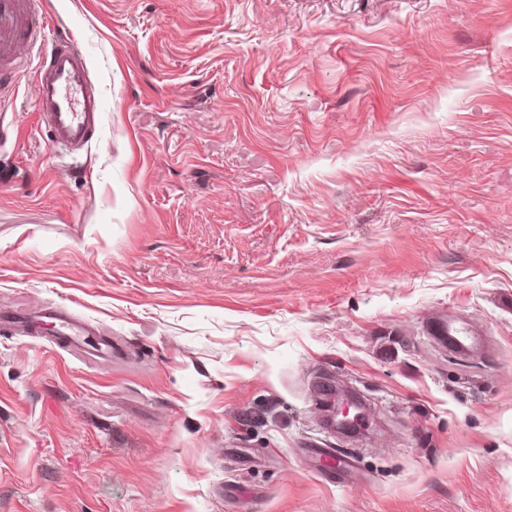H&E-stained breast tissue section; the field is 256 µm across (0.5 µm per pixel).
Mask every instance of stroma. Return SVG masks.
<instances>
[{
	"label": "stroma",
	"mask_w": 512,
	"mask_h": 512,
	"mask_svg": "<svg viewBox=\"0 0 512 512\" xmlns=\"http://www.w3.org/2000/svg\"><path fill=\"white\" fill-rule=\"evenodd\" d=\"M33 9L0 70V512H512V0ZM61 39L105 107L81 150L35 106ZM53 303L83 355L17 327ZM45 314L53 320L50 323L58 330V337L68 346L80 348L83 344V336H87L91 326L68 312L65 306L52 305L45 309ZM441 334L448 337V345L460 351L468 350L474 342L469 331L464 327L448 322L440 329ZM448 335V336H447ZM348 403V404H344ZM350 407L359 408L360 403L351 395L346 394L344 391H340L336 389V397L334 399V403L331 406V414L330 416V425L336 427V430L346 431L351 429L353 426V420L351 421L348 416L350 414ZM341 417L344 418V421L348 422L349 425L346 427H339L335 424L336 418Z\"/></svg>",
	"instance_id": "obj_1"
}]
</instances>
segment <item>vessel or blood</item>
Returning a JSON list of instances; mask_svg holds the SVG:
<instances>
[{"label": "vessel or blood", "instance_id": "obj_1", "mask_svg": "<svg viewBox=\"0 0 512 512\" xmlns=\"http://www.w3.org/2000/svg\"><path fill=\"white\" fill-rule=\"evenodd\" d=\"M44 24L32 12L31 0H0V68L21 64L19 46L36 40ZM37 110L53 139L73 149L86 146L103 121V104L95 91L85 56L69 42L56 43L45 57L35 82ZM58 337L68 346L81 347L90 330L65 307L46 308ZM452 348L468 350L474 339L464 327H441Z\"/></svg>", "mask_w": 512, "mask_h": 512}]
</instances>
